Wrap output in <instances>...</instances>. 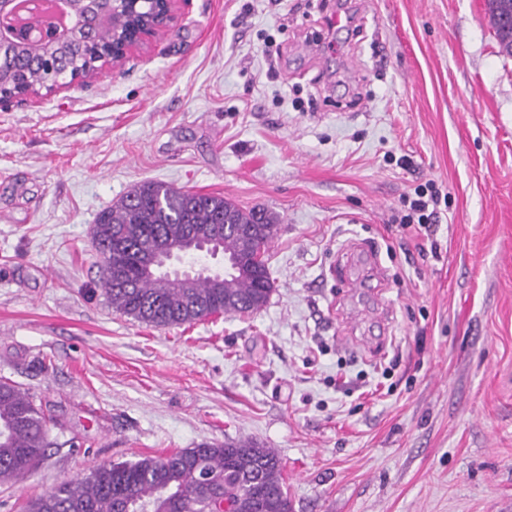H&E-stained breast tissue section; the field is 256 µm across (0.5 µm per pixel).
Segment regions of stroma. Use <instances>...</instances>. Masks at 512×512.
<instances>
[{"instance_id": "obj_1", "label": "stroma", "mask_w": 512, "mask_h": 512, "mask_svg": "<svg viewBox=\"0 0 512 512\" xmlns=\"http://www.w3.org/2000/svg\"><path fill=\"white\" fill-rule=\"evenodd\" d=\"M430 180L426 236L402 199ZM147 181L278 215L262 310L112 311L94 220ZM352 246L385 277L362 303L333 272ZM0 377L60 442L0 512L229 440L277 452L291 512H512V56L487 0H179L108 75L0 110Z\"/></svg>"}]
</instances>
